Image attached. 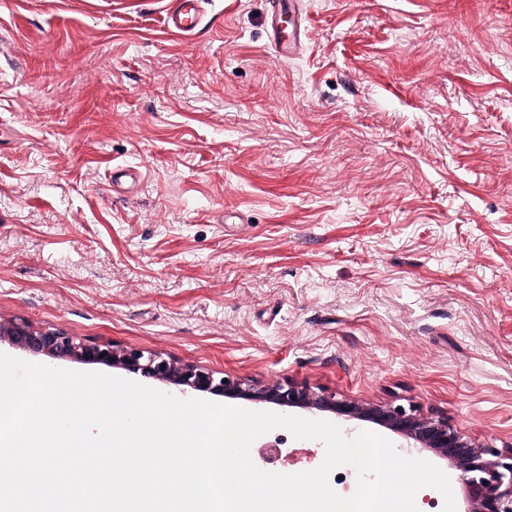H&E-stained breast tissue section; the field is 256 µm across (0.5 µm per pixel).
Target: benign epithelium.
<instances>
[{
	"label": "benign epithelium",
	"instance_id": "1",
	"mask_svg": "<svg viewBox=\"0 0 512 512\" xmlns=\"http://www.w3.org/2000/svg\"><path fill=\"white\" fill-rule=\"evenodd\" d=\"M25 351L86 364H104L174 387L185 395L204 392L230 399L273 404L285 411L330 413L337 419L370 422L396 434L402 447L429 451L455 471L465 491V512H512V445L500 450L476 442L434 414L413 407L371 404L296 383L244 381L159 353L86 342L24 321H0V342Z\"/></svg>",
	"mask_w": 512,
	"mask_h": 512
}]
</instances>
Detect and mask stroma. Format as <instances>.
Here are the masks:
<instances>
[{"instance_id":"obj_1","label":"stroma","mask_w":512,"mask_h":512,"mask_svg":"<svg viewBox=\"0 0 512 512\" xmlns=\"http://www.w3.org/2000/svg\"><path fill=\"white\" fill-rule=\"evenodd\" d=\"M168 2L0 0V318L511 445L512 0ZM174 9H167L164 28L172 36L182 37L193 34L201 25L202 17L197 0H177ZM301 0H272V11L269 14L270 28L273 34V43L276 51L283 57H290L294 53L297 38H300V25L298 31L292 30L288 40L281 37V23L283 16L292 18L300 11Z\"/></svg>"}]
</instances>
